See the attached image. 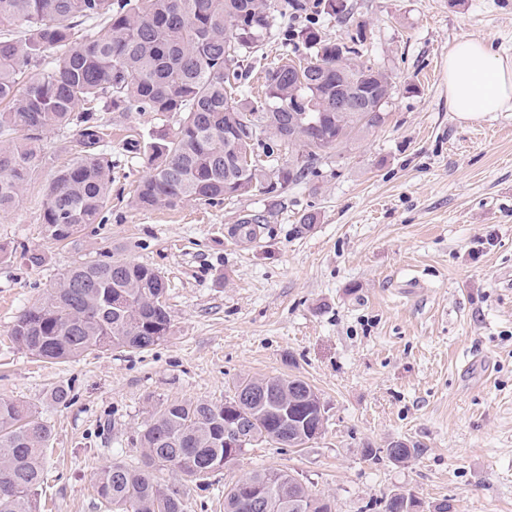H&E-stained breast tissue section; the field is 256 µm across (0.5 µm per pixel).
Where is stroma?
Masks as SVG:
<instances>
[{"mask_svg": "<svg viewBox=\"0 0 512 512\" xmlns=\"http://www.w3.org/2000/svg\"><path fill=\"white\" fill-rule=\"evenodd\" d=\"M365 22V58L392 88L384 125L329 150L279 201L253 193L212 205L147 210L134 202L149 166L127 152L176 116L105 113L112 192L105 221L77 246L47 243L43 202L75 158L71 131L44 135L46 161L20 203L0 213V243L45 253L42 266L0 263V399L36 407L53 425L45 512H100L95 478L139 465L137 432L173 400L223 402L245 377L299 376L326 404L323 435L304 449L247 448L207 490L161 473L188 512H224L245 473H293L333 512H369L395 491L457 512H512V110L470 122L448 110V50L483 38L512 56V0H349ZM275 7L249 58L243 91L287 51L278 33L309 25L341 40L348 27L306 0ZM315 224H302L306 214ZM253 214L254 244L229 236ZM107 255L147 265L167 283L172 328L144 352L36 361L12 342L17 316L74 263ZM71 387L55 406L50 392ZM396 439L420 453L399 466L365 447Z\"/></svg>", "mask_w": 512, "mask_h": 512, "instance_id": "stroma-1", "label": "stroma"}]
</instances>
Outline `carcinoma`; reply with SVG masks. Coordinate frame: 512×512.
<instances>
[{"instance_id": "cac0c4a2", "label": "carcinoma", "mask_w": 512, "mask_h": 512, "mask_svg": "<svg viewBox=\"0 0 512 512\" xmlns=\"http://www.w3.org/2000/svg\"><path fill=\"white\" fill-rule=\"evenodd\" d=\"M321 12L355 24L348 41L318 30L289 32L293 57L264 71V95H239L249 72L247 53L270 28L267 0H0V212L20 201L42 166L45 132L68 129L78 156L60 170L45 196L43 238L71 245L91 224L104 221L112 164L104 160L101 112L177 114V126L147 143L150 171L136 188V204L175 208L213 204L254 192L278 197L301 182L329 149L381 127L385 118L365 106L384 97L388 76L360 61L365 23L353 20L348 0H317ZM353 100L336 111V97ZM266 112L253 131L249 116ZM23 132L20 138L17 133ZM278 144L302 147V161L268 173ZM158 271L129 261L86 260L66 270L55 288L26 308L11 339L29 355L67 363L92 351H144L165 340L171 314ZM294 377H254L238 383L221 404L170 401L138 432L144 461L114 463L97 476L95 490L110 512H185L183 497L162 487L165 469L208 484L236 462L224 450V414L243 421L254 441L304 448L319 429L311 397ZM298 416L288 431L279 412ZM51 422L38 409L0 399V512H39L47 484L45 452ZM385 452L407 463L419 446L367 447L371 460ZM281 469L254 470L224 497V512H332L330 499L292 485ZM382 512H415L421 503L405 492L374 503Z\"/></svg>"}]
</instances>
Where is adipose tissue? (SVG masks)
I'll use <instances>...</instances> for the list:
<instances>
[{"mask_svg":"<svg viewBox=\"0 0 512 512\" xmlns=\"http://www.w3.org/2000/svg\"><path fill=\"white\" fill-rule=\"evenodd\" d=\"M448 109L462 121L512 109V57L466 36L448 51Z\"/></svg>","mask_w":512,"mask_h":512,"instance_id":"ef3b65f1","label":"adipose tissue"}]
</instances>
